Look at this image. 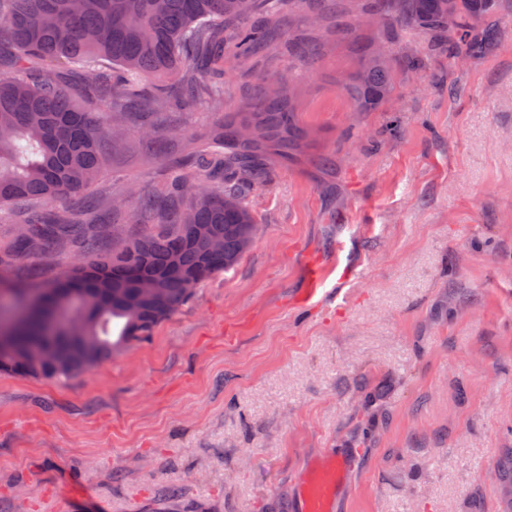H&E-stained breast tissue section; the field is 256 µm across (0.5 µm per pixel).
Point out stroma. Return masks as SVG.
<instances>
[{
	"label": "stroma",
	"instance_id": "stroma-1",
	"mask_svg": "<svg viewBox=\"0 0 512 512\" xmlns=\"http://www.w3.org/2000/svg\"><path fill=\"white\" fill-rule=\"evenodd\" d=\"M290 22L331 51L310 66L284 50L225 58L224 112L159 123L204 132L255 73L297 74L306 157L251 197L256 236L235 269L148 339L66 380L0 372V512H289L293 483L347 449L346 512H512L498 475L512 448V11L499 48L463 66L408 32L364 30L424 62L377 112L336 86L355 17ZM136 142L110 144L106 193L164 189ZM13 230L0 222L9 279L44 283L77 255L13 257ZM364 391L383 411L369 434Z\"/></svg>",
	"mask_w": 512,
	"mask_h": 512
}]
</instances>
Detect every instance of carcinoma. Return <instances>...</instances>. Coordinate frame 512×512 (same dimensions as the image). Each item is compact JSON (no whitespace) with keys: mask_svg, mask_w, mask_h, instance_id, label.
I'll return each instance as SVG.
<instances>
[{"mask_svg":"<svg viewBox=\"0 0 512 512\" xmlns=\"http://www.w3.org/2000/svg\"><path fill=\"white\" fill-rule=\"evenodd\" d=\"M499 0H383L369 12L404 27L438 53L461 61L495 47ZM306 0H0V212L30 201L16 224L14 256L76 245L81 257L46 286H0V329L15 336L0 372L50 380L87 373L124 345L153 334L196 289L232 270L251 246L255 216L248 196L270 182V163L297 162L311 136L301 122L293 80L263 74L240 112H224V56L246 63L286 44L301 60L314 44L279 24ZM355 69L339 82L354 111L378 110L393 90L396 66L418 60L376 53L346 33ZM106 58L116 71L99 70ZM83 68L85 108L68 92V72ZM203 108L224 122L174 144L155 121L161 112ZM139 121L144 155L166 164L168 145L183 158L165 192L133 187L97 224L70 220L72 205L103 209L90 192L108 168L106 145ZM128 224L146 229L130 236ZM108 248H102V245ZM41 340L64 358L33 357Z\"/></svg>","mask_w":512,"mask_h":512,"instance_id":"1","label":"carcinoma"}]
</instances>
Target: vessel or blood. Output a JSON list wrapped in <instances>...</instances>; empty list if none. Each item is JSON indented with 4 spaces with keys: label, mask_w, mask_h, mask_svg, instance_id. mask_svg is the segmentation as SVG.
Segmentation results:
<instances>
[{
    "label": "vessel or blood",
    "mask_w": 512,
    "mask_h": 512,
    "mask_svg": "<svg viewBox=\"0 0 512 512\" xmlns=\"http://www.w3.org/2000/svg\"><path fill=\"white\" fill-rule=\"evenodd\" d=\"M355 467L354 461L331 456L300 480L299 512H340V489Z\"/></svg>",
    "instance_id": "obj_1"
}]
</instances>
